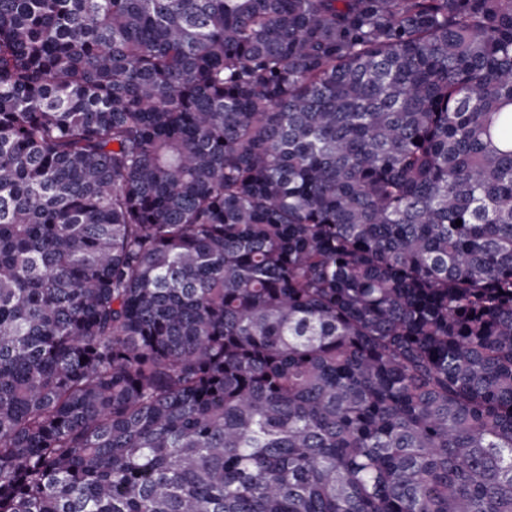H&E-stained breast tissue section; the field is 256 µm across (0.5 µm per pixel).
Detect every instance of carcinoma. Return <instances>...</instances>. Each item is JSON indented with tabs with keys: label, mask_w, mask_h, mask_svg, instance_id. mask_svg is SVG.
<instances>
[{
	"label": "carcinoma",
	"mask_w": 512,
	"mask_h": 512,
	"mask_svg": "<svg viewBox=\"0 0 512 512\" xmlns=\"http://www.w3.org/2000/svg\"><path fill=\"white\" fill-rule=\"evenodd\" d=\"M0 512H512V0H0Z\"/></svg>",
	"instance_id": "carcinoma-1"
}]
</instances>
